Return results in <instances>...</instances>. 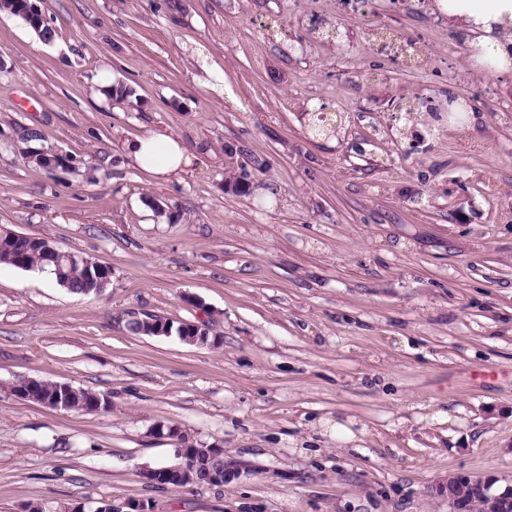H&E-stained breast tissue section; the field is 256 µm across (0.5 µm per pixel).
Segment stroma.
<instances>
[{"label": "stroma", "mask_w": 512, "mask_h": 512, "mask_svg": "<svg viewBox=\"0 0 512 512\" xmlns=\"http://www.w3.org/2000/svg\"><path fill=\"white\" fill-rule=\"evenodd\" d=\"M39 6L48 41L0 13V226L111 281L0 265V512H448L449 475L512 487V77L472 71L432 0ZM450 95L462 121L407 137ZM158 128L186 173L127 157ZM143 313L211 341L133 333ZM28 378L112 407L12 396ZM180 431L223 451V485L144 479ZM69 396V411L96 412V407L106 410L108 400L97 393L71 385ZM107 402H106V401ZM101 401V402H99Z\"/></svg>", "instance_id": "stroma-1"}]
</instances>
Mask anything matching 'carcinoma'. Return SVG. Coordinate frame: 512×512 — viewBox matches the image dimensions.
<instances>
[{
    "label": "carcinoma",
    "instance_id": "obj_1",
    "mask_svg": "<svg viewBox=\"0 0 512 512\" xmlns=\"http://www.w3.org/2000/svg\"><path fill=\"white\" fill-rule=\"evenodd\" d=\"M53 244L45 238L31 239L16 236L8 228H0V265H9L21 269H41L48 272L55 282L71 293L89 296L102 292V287L109 284L111 272L94 261H84V256L72 252L62 256L52 250ZM167 327L163 318L145 314L135 317L129 322L132 332L142 335H157L160 329ZM28 388L37 403L55 394L53 386L49 384L31 383L23 381L15 383L11 390ZM105 397L89 390L72 386L69 394V410L94 412L96 409H105ZM224 477V457L215 460L208 456L190 455L184 461L183 475L176 482L178 486L200 485L210 479L209 471Z\"/></svg>",
    "mask_w": 512,
    "mask_h": 512
}]
</instances>
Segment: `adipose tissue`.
I'll return each mask as SVG.
<instances>
[{
  "label": "adipose tissue",
  "instance_id": "obj_1",
  "mask_svg": "<svg viewBox=\"0 0 512 512\" xmlns=\"http://www.w3.org/2000/svg\"><path fill=\"white\" fill-rule=\"evenodd\" d=\"M437 9L469 35L472 68L512 75V0H435ZM126 151L142 170L159 177L186 171L194 156L175 135L153 131Z\"/></svg>",
  "mask_w": 512,
  "mask_h": 512
}]
</instances>
